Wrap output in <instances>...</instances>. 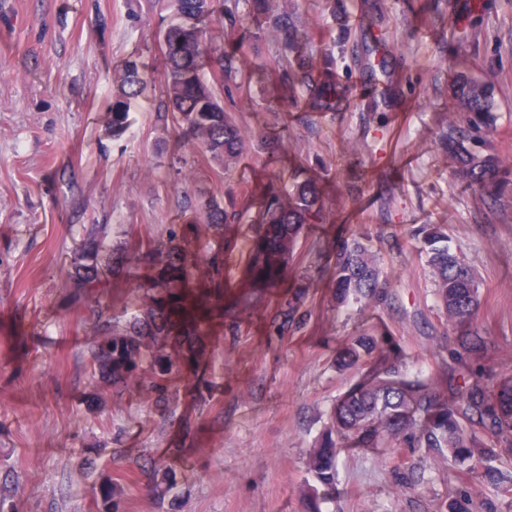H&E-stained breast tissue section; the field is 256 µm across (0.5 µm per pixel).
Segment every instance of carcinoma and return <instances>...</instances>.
<instances>
[{"instance_id":"carcinoma-1","label":"carcinoma","mask_w":512,"mask_h":512,"mask_svg":"<svg viewBox=\"0 0 512 512\" xmlns=\"http://www.w3.org/2000/svg\"><path fill=\"white\" fill-rule=\"evenodd\" d=\"M179 22L163 32V84L162 101L165 111L177 123L190 126L197 136V149L217 159L237 158L242 150L239 127L218 100L225 93L230 103L247 94L246 83L237 81V59L230 54L211 59V42L207 22L214 13V0H200L199 10L190 18L182 15L175 0ZM253 14L267 16L269 23L281 33V52L276 59V70L283 86L300 82L311 93L308 108L326 112L333 108L339 87L336 75L327 72L318 79L308 75H288V47L300 43L302 34L288 22L285 15H270L266 0H244ZM211 69L205 78V69ZM150 80L140 72L136 63L128 64L121 79V93L112 102V129L118 133L128 120L130 103L143 95ZM464 108L463 124L452 126L444 135L448 151L459 163V177L481 188L486 204L492 206L502 191L493 182L500 161L477 150L493 127L491 100L477 84H468L462 90ZM315 203L314 191L305 188L291 197L288 205L273 198L267 206V224H303ZM209 223L220 225L237 219L234 204L225 208L214 207L206 216ZM427 264L431 269L436 295L448 317L460 326L472 324L478 303V275L462 254L450 251L443 244L444 233L429 225L418 230ZM110 269L100 234L92 229L86 232L73 256L71 278L76 283L88 278H100ZM337 286L353 292L363 299L381 303L391 300L385 292L386 284L376 258L358 239L346 244L336 257ZM87 321L94 328L99 340L87 346L88 373L96 382L112 393L126 386L128 379L147 376L149 389L160 393L157 400L174 418L175 396L168 389V376L175 363L160 347V340L171 334L172 312L158 313L150 308L144 319L133 318L123 329L116 326L112 310L103 306L88 308ZM337 427L342 432H370L375 444H385L393 434L416 437L419 448H449L460 462L477 459L484 464L486 458L475 457L471 428L480 426L488 435L512 445V385L493 399L487 385L481 380L464 374L454 388L448 405L435 412L431 397L419 386L405 381L394 366H380L371 370L367 382L358 386L336 409ZM106 512H119L122 492L112 486V481L101 485Z\"/></svg>"}]
</instances>
